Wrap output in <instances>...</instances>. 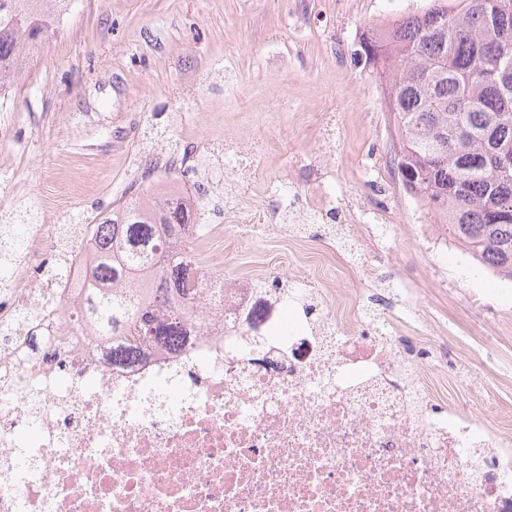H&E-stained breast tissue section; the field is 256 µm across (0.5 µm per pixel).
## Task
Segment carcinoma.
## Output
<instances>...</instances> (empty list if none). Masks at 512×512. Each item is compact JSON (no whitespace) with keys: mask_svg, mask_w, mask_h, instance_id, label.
Returning <instances> with one entry per match:
<instances>
[{"mask_svg":"<svg viewBox=\"0 0 512 512\" xmlns=\"http://www.w3.org/2000/svg\"><path fill=\"white\" fill-rule=\"evenodd\" d=\"M70 0H0V90L9 89L55 29L50 14ZM366 61L384 74L394 106L404 187L474 262L512 279V0H431L424 10L368 26ZM131 196L89 225L96 251L82 316L99 336L135 322L133 341H179L180 322L104 300L103 289L135 280L162 241L177 244L198 223L187 204Z\"/></svg>","mask_w":512,"mask_h":512,"instance_id":"cac0c4a2","label":"carcinoma"}]
</instances>
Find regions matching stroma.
I'll return each mask as SVG.
<instances>
[{"mask_svg":"<svg viewBox=\"0 0 512 512\" xmlns=\"http://www.w3.org/2000/svg\"><path fill=\"white\" fill-rule=\"evenodd\" d=\"M426 0H74L66 24L0 102L15 136L0 143V224L21 204L37 223L66 224L171 182L231 195L216 181L225 141L253 150L257 199L288 189L284 237L224 220L214 245L226 277L286 273L362 298L386 296L400 349L427 332L448 344L449 372L484 362L486 381L449 395L512 406V281L475 270L404 188L394 127L361 35L421 11ZM334 202L295 221L304 200ZM357 224L393 227L381 265ZM335 266V280L318 276Z\"/></svg>","mask_w":512,"mask_h":512,"instance_id":"35a3bbf8","label":"stroma"}]
</instances>
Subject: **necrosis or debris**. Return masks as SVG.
<instances>
[{
    "mask_svg": "<svg viewBox=\"0 0 512 512\" xmlns=\"http://www.w3.org/2000/svg\"><path fill=\"white\" fill-rule=\"evenodd\" d=\"M92 242H8L0 289V512H512V409L434 396L440 358L367 308L227 280L116 285L185 311L177 345L112 362L81 317Z\"/></svg>",
    "mask_w": 512,
    "mask_h": 512,
    "instance_id": "necrosis-or-debris-1",
    "label": "necrosis or debris"
}]
</instances>
